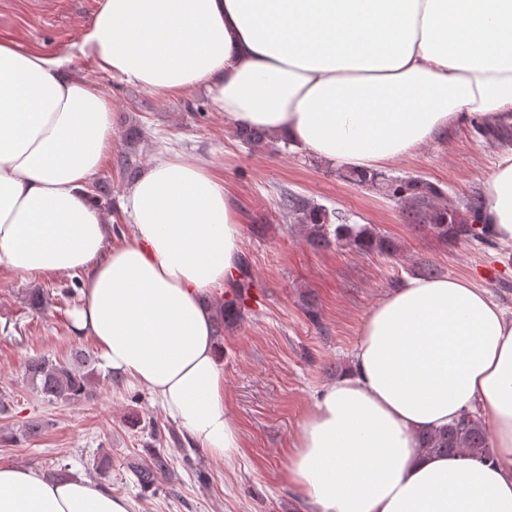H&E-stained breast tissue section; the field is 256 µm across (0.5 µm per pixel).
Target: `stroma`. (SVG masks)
Instances as JSON below:
<instances>
[{
    "label": "stroma",
    "instance_id": "stroma-1",
    "mask_svg": "<svg viewBox=\"0 0 512 512\" xmlns=\"http://www.w3.org/2000/svg\"><path fill=\"white\" fill-rule=\"evenodd\" d=\"M100 0H0V41L61 54L76 42ZM112 103V151L91 183H104L103 208L114 242L129 235V216L120 205L130 176L118 160L134 153L139 169L157 157L178 155L207 163L223 180L242 232L241 260L249 265L258 306L224 333V401L240 435L231 464L209 459L194 444L178 445L175 425L154 396L98 368L92 396L50 404L25 374L36 355L71 358L94 353L93 343L73 335L71 314L80 297L70 294L69 276L32 280L0 270V465L27 466L46 474L66 470L92 477L100 451L112 459L105 487L129 499L136 512H303L282 475L300 426L318 393L347 365L370 308L409 277L435 268L438 276L461 277L485 287L494 301L512 310V245L450 242L425 227L404 223L391 198L339 178L335 166L281 140L262 146L243 143L233 121L213 109L206 90L162 95L112 80L83 64ZM512 149L478 133L463 119L418 155L389 165L393 177L414 176L438 187L457 204L484 192L496 157ZM307 196L345 213L350 223L368 224L389 237L398 255L315 248L289 228L279 207L281 190ZM43 289V310L30 308L29 292ZM315 308L310 320L306 310ZM39 424L34 435L26 425ZM160 428L167 440L157 444ZM171 459L157 494L143 493L127 462L149 459L156 446Z\"/></svg>",
    "mask_w": 512,
    "mask_h": 512
}]
</instances>
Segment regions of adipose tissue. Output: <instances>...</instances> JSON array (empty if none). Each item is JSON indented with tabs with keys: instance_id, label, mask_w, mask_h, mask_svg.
Wrapping results in <instances>:
<instances>
[{
	"instance_id": "1",
	"label": "adipose tissue",
	"mask_w": 512,
	"mask_h": 512,
	"mask_svg": "<svg viewBox=\"0 0 512 512\" xmlns=\"http://www.w3.org/2000/svg\"><path fill=\"white\" fill-rule=\"evenodd\" d=\"M184 95L341 167L380 170L462 117L512 116V0H101L66 55L0 41V269L78 274L75 336L154 395L217 461L238 452L208 297L233 276L227 187L181 157L127 190L131 239L88 182L112 150V103L76 60ZM512 245V151L480 215ZM475 413L496 454L425 452L420 433ZM284 477L304 512H512V313L465 278L415 277L368 312L348 367L304 419ZM0 512H132L85 477L0 466Z\"/></svg>"
}]
</instances>
